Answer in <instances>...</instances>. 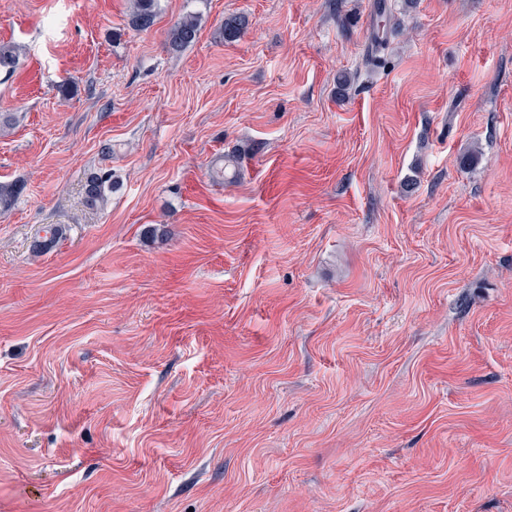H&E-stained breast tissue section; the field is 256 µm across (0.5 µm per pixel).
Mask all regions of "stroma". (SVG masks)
<instances>
[{
    "instance_id": "1",
    "label": "stroma",
    "mask_w": 512,
    "mask_h": 512,
    "mask_svg": "<svg viewBox=\"0 0 512 512\" xmlns=\"http://www.w3.org/2000/svg\"><path fill=\"white\" fill-rule=\"evenodd\" d=\"M376 2L0 0V512H512V0ZM158 0H134L130 13V25L136 31L150 30L157 18ZM198 19L193 14H186L181 17L172 27L168 40L169 48L179 52L193 44L198 36Z\"/></svg>"
}]
</instances>
